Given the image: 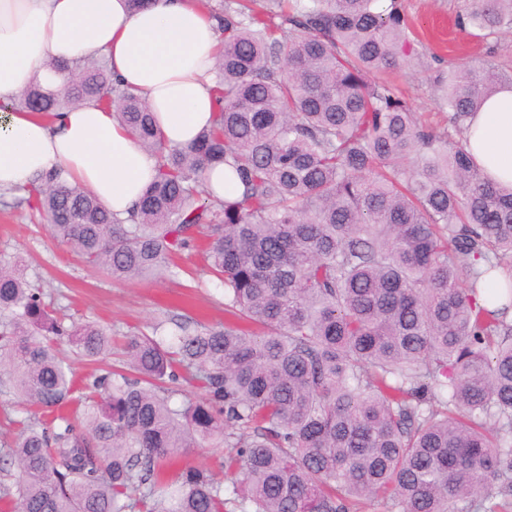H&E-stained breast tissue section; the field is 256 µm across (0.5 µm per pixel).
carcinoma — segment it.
Instances as JSON below:
<instances>
[{
    "label": "carcinoma",
    "mask_w": 512,
    "mask_h": 512,
    "mask_svg": "<svg viewBox=\"0 0 512 512\" xmlns=\"http://www.w3.org/2000/svg\"><path fill=\"white\" fill-rule=\"evenodd\" d=\"M202 0L222 31L213 112L171 146L109 60L56 64L11 105L49 120L92 102L156 159L122 220L56 171L13 207L114 280L198 252L244 326L172 315L124 334L121 367L78 398L57 337L88 359L112 334L66 322L0 254V374L52 415L4 448L10 512H512V190L464 145L512 73L464 61L437 82L451 130L420 121L381 71L416 56L403 0ZM455 25L512 31V0H469ZM224 164V199L204 173ZM501 268L503 288L487 287ZM170 328L171 340L158 335ZM193 380L199 399L175 386ZM224 476L177 456L211 442Z\"/></svg>",
    "instance_id": "carcinoma-1"
}]
</instances>
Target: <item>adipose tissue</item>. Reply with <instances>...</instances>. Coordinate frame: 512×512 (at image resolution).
Segmentation results:
<instances>
[{
	"label": "adipose tissue",
	"mask_w": 512,
	"mask_h": 512,
	"mask_svg": "<svg viewBox=\"0 0 512 512\" xmlns=\"http://www.w3.org/2000/svg\"><path fill=\"white\" fill-rule=\"evenodd\" d=\"M215 21L194 0H0V192L54 169L123 217L155 173V159L113 112L88 103L44 121L6 104L49 65L100 52L121 84L142 95L170 145L191 142L212 116ZM489 181L512 189V86L491 95L464 133Z\"/></svg>",
	"instance_id": "ef3b65f1"
}]
</instances>
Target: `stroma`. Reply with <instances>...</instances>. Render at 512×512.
<instances>
[{
	"mask_svg": "<svg viewBox=\"0 0 512 512\" xmlns=\"http://www.w3.org/2000/svg\"><path fill=\"white\" fill-rule=\"evenodd\" d=\"M404 5L418 56L412 70H388L384 76L423 119L444 123L436 77L461 58L473 57L512 70V33L488 44L455 28L454 19L464 10L465 0H404ZM1 252L20 255L29 278L41 279L48 296L67 313L112 331L143 328L172 314H186L207 324L225 320L224 289L203 272L196 253L175 258V275L115 281L86 266L52 236L46 223L29 220L4 196H0Z\"/></svg>",
	"mask_w": 512,
	"mask_h": 512,
	"instance_id": "obj_1",
	"label": "stroma"
}]
</instances>
